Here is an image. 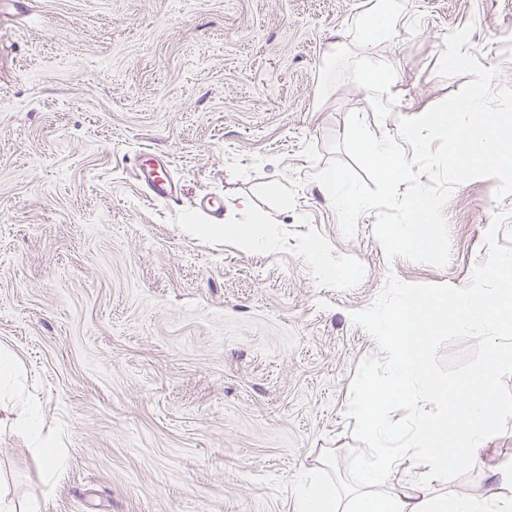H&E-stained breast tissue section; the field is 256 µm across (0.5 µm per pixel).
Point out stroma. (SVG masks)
<instances>
[{
  "label": "stroma",
  "instance_id": "1",
  "mask_svg": "<svg viewBox=\"0 0 512 512\" xmlns=\"http://www.w3.org/2000/svg\"><path fill=\"white\" fill-rule=\"evenodd\" d=\"M0 18V346L24 368L63 474L0 432V489L45 512H295L308 473L361 489L367 444L351 406L387 354L372 313L407 289L454 297L512 256V195L457 186L442 207L445 266L388 259L376 214L342 233L312 175L350 113L378 136L458 92L449 33L512 86V0H409L410 22L364 47L373 0H31ZM389 71L373 95L366 72ZM161 159L178 198L137 174ZM223 206L222 218L201 207ZM263 222L247 250L228 222ZM315 241L347 270L320 276ZM483 331L444 330L426 360L475 378ZM494 438L439 494L483 493L512 467V369L493 374Z\"/></svg>",
  "mask_w": 512,
  "mask_h": 512
}]
</instances>
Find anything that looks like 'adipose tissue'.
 Returning <instances> with one entry per match:
<instances>
[{
  "instance_id": "adipose-tissue-1",
  "label": "adipose tissue",
  "mask_w": 512,
  "mask_h": 512,
  "mask_svg": "<svg viewBox=\"0 0 512 512\" xmlns=\"http://www.w3.org/2000/svg\"><path fill=\"white\" fill-rule=\"evenodd\" d=\"M407 16V0H375L359 20L363 44L393 36ZM512 321V277L503 280L496 298L483 299L476 289H461L454 299L406 292L393 308L384 311L375 333L389 352L391 370L383 379L367 381L355 409L372 455L363 460V492L340 497L334 485L304 476L300 482L298 512H512V472L501 473L486 494L433 495L434 484L445 480L450 468L466 462H483L485 445L492 435L487 418L497 408L489 385L448 383L428 369L425 353L429 339L447 327L458 329L478 324L486 330L492 359L512 368V346L502 343L498 331ZM421 406L414 422L413 445L429 451V466L417 485L403 466L406 449L392 447L402 428L389 409L403 399ZM19 434L34 441V454L43 458L49 474L62 468L56 440L43 436L44 421L39 403L23 407L9 422Z\"/></svg>"
}]
</instances>
